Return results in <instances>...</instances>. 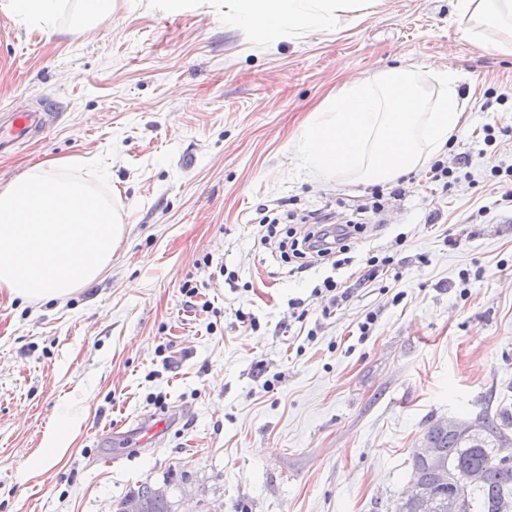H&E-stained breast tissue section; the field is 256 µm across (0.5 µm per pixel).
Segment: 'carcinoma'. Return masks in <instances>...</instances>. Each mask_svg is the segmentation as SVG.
I'll return each instance as SVG.
<instances>
[{"label": "carcinoma", "instance_id": "cac0c4a2", "mask_svg": "<svg viewBox=\"0 0 512 512\" xmlns=\"http://www.w3.org/2000/svg\"><path fill=\"white\" fill-rule=\"evenodd\" d=\"M477 430L470 441H459L448 436L437 424L430 425L426 434L435 439L448 469V484L435 487L438 512H448V490L470 471L484 474L483 482L470 487L461 501L459 512H499L504 497L512 499V467L496 464L497 448L512 443V415L502 411L495 416L483 412L474 420Z\"/></svg>", "mask_w": 512, "mask_h": 512}]
</instances>
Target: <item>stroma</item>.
I'll return each mask as SVG.
<instances>
[{
	"instance_id": "1",
	"label": "stroma",
	"mask_w": 512,
	"mask_h": 512,
	"mask_svg": "<svg viewBox=\"0 0 512 512\" xmlns=\"http://www.w3.org/2000/svg\"><path fill=\"white\" fill-rule=\"evenodd\" d=\"M74 24L64 12L49 37L0 9V113L57 115L0 156V188L108 156L125 233L66 302L0 292V512H114L170 473L174 512H393L430 424L512 411V55L468 42L452 0H384L269 43L224 0H117ZM425 63L455 71L466 102L440 156L450 187L425 166L404 177L338 267L262 243V211L301 234L312 212L341 224L369 201L292 152L337 78L413 65L433 100ZM81 5V30L94 27L100 20L110 16L114 11V0H77Z\"/></svg>"
}]
</instances>
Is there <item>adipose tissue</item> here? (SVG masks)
Here are the masks:
<instances>
[{
    "mask_svg": "<svg viewBox=\"0 0 512 512\" xmlns=\"http://www.w3.org/2000/svg\"><path fill=\"white\" fill-rule=\"evenodd\" d=\"M382 0H229L230 14L262 40L282 33L306 34L353 24ZM64 0H5L0 7L51 31ZM462 30L487 53L512 55V0H454ZM441 87L434 101L412 83L410 71L392 68L351 79L329 96L294 145L301 167L329 182L348 175L367 184L388 185L420 169L442 152L459 128L465 104L456 72L443 65L426 69Z\"/></svg>",
    "mask_w": 512,
    "mask_h": 512,
    "instance_id": "adipose-tissue-1",
    "label": "adipose tissue"
}]
</instances>
